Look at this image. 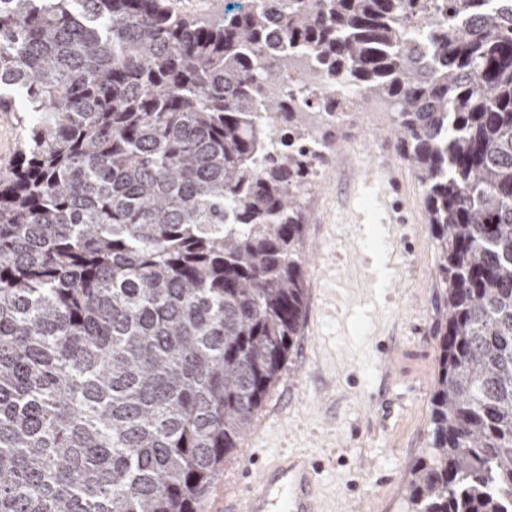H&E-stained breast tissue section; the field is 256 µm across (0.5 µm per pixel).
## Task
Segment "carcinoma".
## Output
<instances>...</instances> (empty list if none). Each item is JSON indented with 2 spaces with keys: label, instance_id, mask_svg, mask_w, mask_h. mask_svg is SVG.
<instances>
[{
  "label": "carcinoma",
  "instance_id": "carcinoma-1",
  "mask_svg": "<svg viewBox=\"0 0 512 512\" xmlns=\"http://www.w3.org/2000/svg\"><path fill=\"white\" fill-rule=\"evenodd\" d=\"M425 13L436 16L418 32ZM308 50L392 104L445 306L407 512H512V0H0V512H200L299 336ZM177 12L194 18L219 15L224 9V0H169ZM17 112H0V153L5 160L15 152L17 138Z\"/></svg>",
  "mask_w": 512,
  "mask_h": 512
}]
</instances>
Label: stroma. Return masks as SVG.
<instances>
[{"label":"stroma","instance_id":"35a3bbf8","mask_svg":"<svg viewBox=\"0 0 512 512\" xmlns=\"http://www.w3.org/2000/svg\"><path fill=\"white\" fill-rule=\"evenodd\" d=\"M390 107L369 103L332 128L334 151L301 193L308 301L281 381L201 505L224 512L248 476L284 451L316 467L320 512H405L431 433L444 308L413 170Z\"/></svg>","mask_w":512,"mask_h":512}]
</instances>
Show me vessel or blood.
<instances>
[{
    "label": "vessel or blood",
    "mask_w": 512,
    "mask_h": 512,
    "mask_svg": "<svg viewBox=\"0 0 512 512\" xmlns=\"http://www.w3.org/2000/svg\"><path fill=\"white\" fill-rule=\"evenodd\" d=\"M319 508L311 467L287 455L257 472L248 491L226 512H318Z\"/></svg>",
    "instance_id": "obj_1"
}]
</instances>
